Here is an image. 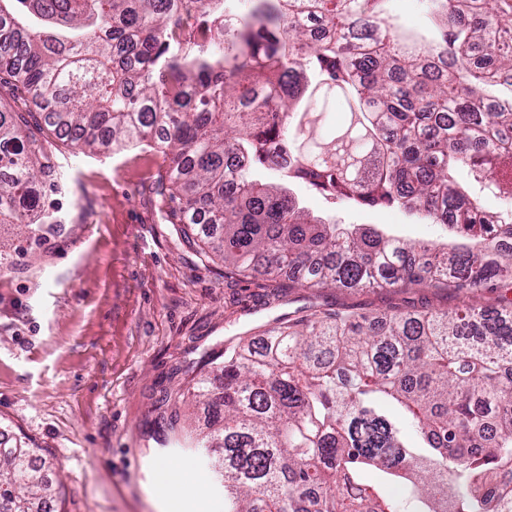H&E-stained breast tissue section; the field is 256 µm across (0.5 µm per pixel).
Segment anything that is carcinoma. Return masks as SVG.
Returning a JSON list of instances; mask_svg holds the SVG:
<instances>
[{
	"mask_svg": "<svg viewBox=\"0 0 512 512\" xmlns=\"http://www.w3.org/2000/svg\"><path fill=\"white\" fill-rule=\"evenodd\" d=\"M0 0V234L41 237L76 152L146 145L165 224L231 275L363 291L424 284L495 303L288 319L224 348L198 448L222 449L224 512H512V0ZM237 16L224 27V14ZM275 169L328 201L398 205L450 249L309 218ZM24 512L52 498L34 444L0 439Z\"/></svg>",
	"mask_w": 512,
	"mask_h": 512,
	"instance_id": "carcinoma-1",
	"label": "carcinoma"
}]
</instances>
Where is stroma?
<instances>
[{
	"label": "stroma",
	"mask_w": 512,
	"mask_h": 512,
	"mask_svg": "<svg viewBox=\"0 0 512 512\" xmlns=\"http://www.w3.org/2000/svg\"><path fill=\"white\" fill-rule=\"evenodd\" d=\"M49 149L65 174V223L40 245L12 238L0 268V429L33 440L58 495L55 512H224V494L196 451L167 445L163 396L204 425L186 397L190 365L225 346L260 341L277 320L351 308L380 314L410 302L450 311L468 294L414 285L360 292L228 278L174 227L160 223L151 184L163 158L151 148L73 154ZM312 215L405 241L448 230L392 209H351L302 185Z\"/></svg>",
	"instance_id": "obj_1"
}]
</instances>
